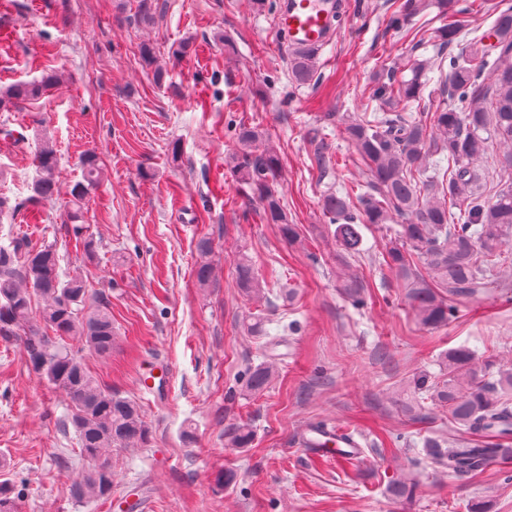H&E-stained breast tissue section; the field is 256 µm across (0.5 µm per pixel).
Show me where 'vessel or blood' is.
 Listing matches in <instances>:
<instances>
[{
  "mask_svg": "<svg viewBox=\"0 0 512 512\" xmlns=\"http://www.w3.org/2000/svg\"><path fill=\"white\" fill-rule=\"evenodd\" d=\"M336 0H281L274 29L295 50H313L334 38Z\"/></svg>",
  "mask_w": 512,
  "mask_h": 512,
  "instance_id": "vessel-or-blood-1",
  "label": "vessel or blood"
}]
</instances>
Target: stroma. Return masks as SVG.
I'll return each instance as SVG.
<instances>
[{"label":"stroma","instance_id":"obj_1","mask_svg":"<svg viewBox=\"0 0 512 512\" xmlns=\"http://www.w3.org/2000/svg\"><path fill=\"white\" fill-rule=\"evenodd\" d=\"M346 22L317 55L311 83L288 77V52L272 29L278 0H156L154 19L137 20V0H0V88L57 73L48 96L0 110V197L23 207L0 217V244L56 243L62 271L84 270L108 290L117 336L111 359L86 355L90 371L139 402L152 438L112 452L111 500L82 502L70 491L84 463L62 391L38 378L16 342L0 339V480L23 483L21 512H512V455L483 471L449 476L425 448L458 431L445 411L417 422L418 375L438 374L449 349L512 359V287L457 302L455 318L422 329L380 265L393 232L360 227L362 253L348 269L365 303L340 291L338 248L321 200L344 186L351 200L368 175L334 112L378 111L375 73L433 57L445 23L440 0L403 28L388 19L395 0H343ZM467 39L491 38L497 11L512 0H458ZM223 43H215V35ZM190 56H172L181 41ZM151 44L153 64L140 44ZM258 128L281 162L278 184L303 244L245 199L227 159L233 128ZM50 129L64 185L80 180V159L103 163L84 221L99 243L87 265L67 233L68 194L27 204L42 129ZM331 160L320 175L317 144ZM210 238L215 282L199 285L196 244ZM248 255L271 289L247 300L234 263ZM262 316L265 333L247 326ZM274 362L262 392L245 386L248 367ZM351 430L360 456L317 457L301 446L309 424ZM248 423L247 448L224 445V430ZM237 474L220 486L221 470ZM415 482L412 499L389 484Z\"/></svg>","mask_w":512,"mask_h":512}]
</instances>
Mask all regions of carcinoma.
Listing matches in <instances>:
<instances>
[{
  "label": "carcinoma",
  "instance_id": "1",
  "mask_svg": "<svg viewBox=\"0 0 512 512\" xmlns=\"http://www.w3.org/2000/svg\"><path fill=\"white\" fill-rule=\"evenodd\" d=\"M443 6L448 8V23L440 37L441 46L447 48L463 41L464 24L457 18L454 0H443ZM420 7L417 0H402L390 26L401 28ZM493 28L498 53L492 61L485 45L472 40L457 54L440 52L414 63L411 78L399 82L395 95L383 74L375 77L373 96L383 101L382 111L342 118L345 138L369 175L362 210H352L346 192H330L322 200L324 216L336 225V243L345 254L359 253L360 225L396 221L394 241L386 248L382 265L404 288V298L426 330L448 325L457 312L455 301L499 288L503 278L512 275V187L499 188L485 198L478 168L489 136L507 149L502 162L512 167V9L499 12ZM315 64L314 53L293 52L289 59L293 81L310 83ZM433 70L439 72V91L449 103L417 117L397 111L401 101L420 97ZM57 81L58 75L47 74L0 90V108L36 100ZM234 137L238 149L230 163L238 182L258 195L263 219L279 226L285 242L301 244L299 225L288 222L284 199L276 189L280 169L276 151L261 143L262 135L254 127L242 124L234 128ZM81 167L82 180L70 189L65 223L92 261L97 243L83 224V209L101 180L99 156L85 153ZM60 191L56 150L46 131L36 155L30 200L52 201ZM454 198L467 200L463 211L450 210L448 200ZM196 249L200 255L196 278L208 287L213 282L210 238H200ZM234 275L244 296L264 295L262 279L248 256L238 257ZM337 279L347 298L358 306L364 303L360 280L341 272ZM0 337L19 342L35 373L65 395L80 457L86 462L70 485L73 497L112 498V449L144 448L151 431L140 406L102 384L82 358L85 350L101 358L112 355L116 336L110 295L89 291L79 271L61 278L56 245L35 247L12 241L0 246ZM442 366L446 379L433 382L423 374L414 385L433 405L448 409V416L470 434L448 441V448L437 455L438 462L448 466L449 476L461 477L506 452L497 445L474 448L472 436L512 441V368L491 360L481 363L466 347L448 352ZM274 376L271 364L251 367L246 372L247 388L260 392ZM253 437L248 424L224 430V441L231 448H248ZM21 495L16 483L0 481V512H19Z\"/></svg>",
  "mask_w": 512,
  "mask_h": 512
}]
</instances>
